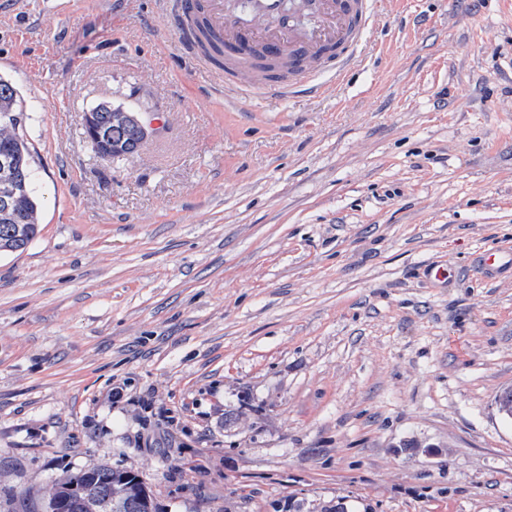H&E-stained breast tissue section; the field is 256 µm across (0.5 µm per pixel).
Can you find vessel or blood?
Segmentation results:
<instances>
[{"instance_id":"obj_1","label":"vessel or blood","mask_w":512,"mask_h":512,"mask_svg":"<svg viewBox=\"0 0 512 512\" xmlns=\"http://www.w3.org/2000/svg\"><path fill=\"white\" fill-rule=\"evenodd\" d=\"M210 29L224 39V89L242 100L328 93L361 56L377 0H304L302 19L282 23L284 0H203ZM485 277L512 275V245L485 251Z\"/></svg>"}]
</instances>
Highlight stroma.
<instances>
[{
    "label": "stroma",
    "instance_id": "1",
    "mask_svg": "<svg viewBox=\"0 0 512 512\" xmlns=\"http://www.w3.org/2000/svg\"><path fill=\"white\" fill-rule=\"evenodd\" d=\"M159 0H14L40 232L0 253V512L93 465L160 512H512V0H392L335 92L199 90ZM165 128L98 158L81 115ZM443 267L445 280L429 278ZM479 268L487 278L499 274L512 276V245H502L485 251L480 256Z\"/></svg>",
    "mask_w": 512,
    "mask_h": 512
}]
</instances>
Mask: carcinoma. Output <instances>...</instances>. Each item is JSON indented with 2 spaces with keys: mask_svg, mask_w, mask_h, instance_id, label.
Returning <instances> with one entry per match:
<instances>
[{
  "mask_svg": "<svg viewBox=\"0 0 512 512\" xmlns=\"http://www.w3.org/2000/svg\"><path fill=\"white\" fill-rule=\"evenodd\" d=\"M190 43L201 47L215 62L223 55L218 39L207 36L200 21L190 24ZM94 121L85 134L101 153L133 155L145 144L137 120L139 109L124 103L103 101L93 107ZM17 90L0 80V253L24 250L39 232L38 206L32 187L33 155L28 142L17 133L22 125ZM93 509L78 512H148L147 504L123 489L121 472L108 466H93L83 473Z\"/></svg>",
  "mask_w": 512,
  "mask_h": 512,
  "instance_id": "cac0c4a2",
  "label": "carcinoma"
}]
</instances>
